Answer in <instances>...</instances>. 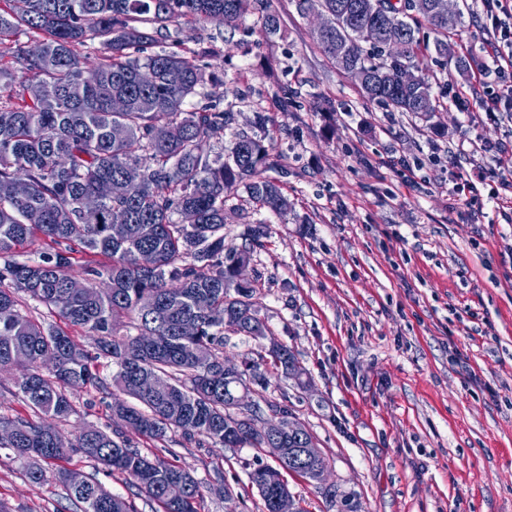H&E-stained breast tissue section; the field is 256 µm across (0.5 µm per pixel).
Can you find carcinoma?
<instances>
[{"mask_svg": "<svg viewBox=\"0 0 512 512\" xmlns=\"http://www.w3.org/2000/svg\"><path fill=\"white\" fill-rule=\"evenodd\" d=\"M303 17L316 6L326 13L325 26L314 38L340 74L356 79L364 98L400 112L420 113L416 100H428L436 111L420 33H436L434 50L448 60V19L430 9L413 11L412 0H294ZM259 13L263 33L280 31V18L264 0H0V184L13 186L0 195V255L8 254L36 234L47 248L39 258L7 262L0 268V367L25 366L16 381L30 418L0 416V448L22 460L36 455L25 476L44 483L53 475L67 490L76 512H139L140 498L155 512H198L203 485L185 467L158 454L148 455L118 430L87 425L73 439L58 421L73 411L66 391L95 386L94 362L112 361L113 386L137 401H118L112 415L141 422L140 436L166 444L179 433L188 443L207 440L221 448H262L233 403L235 384L224 380V332L264 336L258 316L255 282L235 283L233 268L246 263L264 246L261 225L249 226L244 245L225 243L224 206L242 188L259 209L288 210V199L276 181L265 176L277 168L265 129L268 118L255 115L253 129L238 130L234 112L215 95L193 102L202 74L200 53L148 51L153 36L180 19L237 25ZM382 29L402 38L398 56L373 38ZM27 37L22 42L19 36ZM98 44L96 80H82L77 47ZM127 101L112 111V98ZM230 137L224 153H204L203 145ZM123 181L128 194L112 198L110 186ZM93 196L99 207L82 210ZM38 211L41 221L28 222ZM191 215L192 222L173 216ZM127 225L123 240L112 239V225ZM90 257H103V269L92 270L87 291L69 288L72 246ZM104 277L108 287H97ZM46 305L72 326L92 334L91 353L64 332L24 315L19 294ZM198 324L197 336H183L180 325ZM56 362L44 374L40 358ZM150 371L162 389L138 385ZM299 375L293 352L282 345L249 368L253 383L268 384L270 375ZM85 458L108 474H120L134 496L113 493L95 476L81 487L69 484L70 469L61 463ZM306 478L311 464L293 455L279 467L264 465L248 472L266 512L284 488L279 469ZM183 482L186 498L166 499L164 486Z\"/></svg>", "mask_w": 512, "mask_h": 512, "instance_id": "carcinoma-1", "label": "carcinoma"}]
</instances>
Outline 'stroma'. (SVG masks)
<instances>
[{
  "label": "stroma",
  "mask_w": 512,
  "mask_h": 512,
  "mask_svg": "<svg viewBox=\"0 0 512 512\" xmlns=\"http://www.w3.org/2000/svg\"><path fill=\"white\" fill-rule=\"evenodd\" d=\"M467 2L454 60L426 53L444 105L429 119L362 98L313 39L316 16H299L293 0H270L281 23L271 40L250 15L234 27L183 20L161 43L200 51L202 90L223 89L238 127L268 118L288 210L256 209L237 191L224 236L239 245L247 226H265L245 274L262 282L269 340L305 376L270 378L254 396L287 402L360 512H512V223L492 196L512 173V112L480 104L512 77L483 72L497 30L482 0ZM462 178L477 204L455 193ZM68 397L65 436L111 425V391ZM170 447L209 488L199 512H261L247 472L270 454L178 435ZM220 478L231 498L211 493ZM0 503L74 512L60 483H29L5 448Z\"/></svg>",
  "instance_id": "stroma-1"
}]
</instances>
